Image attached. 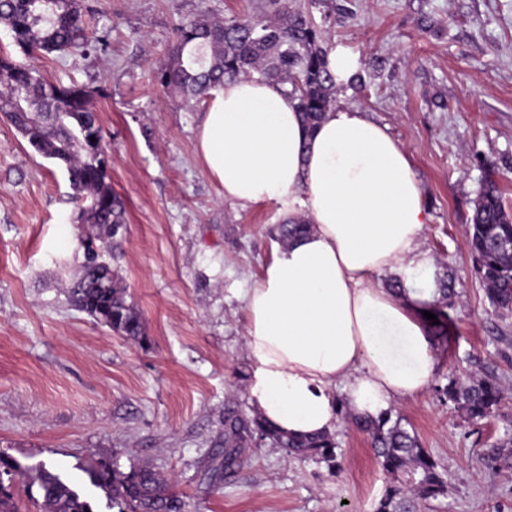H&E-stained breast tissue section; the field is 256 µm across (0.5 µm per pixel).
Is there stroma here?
Here are the masks:
<instances>
[{
  "instance_id": "stroma-1",
  "label": "stroma",
  "mask_w": 512,
  "mask_h": 512,
  "mask_svg": "<svg viewBox=\"0 0 512 512\" xmlns=\"http://www.w3.org/2000/svg\"><path fill=\"white\" fill-rule=\"evenodd\" d=\"M266 0H82V55L37 59L50 81L95 88L113 190L126 205L120 253H104L141 312L143 342L79 311L66 289L84 260L66 171L34 153L0 118V451L21 467L49 462L106 512L78 470L93 454L170 478L186 512H374L385 486L367 436L334 432L339 467L269 445L224 462V415L249 414L241 296L263 271L285 216L278 203L226 201L202 167L195 131L204 100L162 89L175 26L206 11L252 15ZM349 48L361 90L337 102L367 112L409 155L431 216L430 264L408 285L435 296L456 277L447 341L435 343L424 393L395 401L448 481L420 512H512V462L483 455L512 438V318L489 305L466 245L480 186L495 175L512 210V0H290ZM495 371L504 398L473 425L441 401L450 371Z\"/></svg>"
}]
</instances>
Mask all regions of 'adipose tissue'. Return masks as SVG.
<instances>
[{
  "label": "adipose tissue",
  "mask_w": 512,
  "mask_h": 512,
  "mask_svg": "<svg viewBox=\"0 0 512 512\" xmlns=\"http://www.w3.org/2000/svg\"><path fill=\"white\" fill-rule=\"evenodd\" d=\"M196 152L225 200L275 201L310 225L243 296L251 411L315 436L336 427L337 387L358 415L421 394L435 367L423 298L380 279L428 263V212L386 127L341 104L310 134L285 87L240 79L212 91Z\"/></svg>",
  "instance_id": "1"
}]
</instances>
